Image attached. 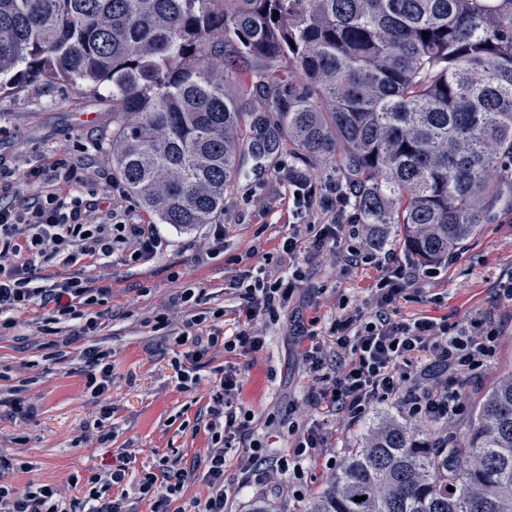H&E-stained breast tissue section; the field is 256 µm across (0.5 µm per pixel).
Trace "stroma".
Wrapping results in <instances>:
<instances>
[{"mask_svg": "<svg viewBox=\"0 0 512 512\" xmlns=\"http://www.w3.org/2000/svg\"><path fill=\"white\" fill-rule=\"evenodd\" d=\"M85 113L95 114V121L83 124ZM111 152L112 106L106 91L44 85L0 93V159L14 171L0 180L1 199L33 196L23 170H46L66 158L78 167L108 172ZM292 169L302 172L310 193L309 207L299 215L288 180ZM341 180L332 163L307 160L290 150L270 155L263 169L249 172L227 196L217 218L224 226V251L206 264H199L197 256L209 243V225L187 233L164 224L160 231L166 245L154 259L133 263L118 251L109 263L86 268L84 275L93 286L112 290L101 308L97 336L112 352V388L107 394L114 430L110 443L97 441L94 422L100 408L85 391L82 342L67 348L64 361L51 360L56 336L43 329L42 309L35 306L23 313L19 326L0 337V452L21 465L6 474V481L20 487L32 479L53 482L66 498H76L82 489L69 484V477L83 480L111 468L121 448L135 449L138 469L164 456L191 468L208 446L206 433L194 432L193 427L205 418L210 395L204 383L186 392L178 389L172 360L182 349L174 344L173 335L182 331L189 313L220 308L225 311L223 327H231V311L238 304L231 285L249 268L242 255L254 245L276 244L291 224L333 223L335 215L324 208L322 199L329 186ZM301 248L305 287L268 320L264 349L235 358L243 376L237 399L254 411L263 432L291 420L321 424L341 459L355 447L361 430L344 428L325 407L305 406L303 396L312 377L288 336L292 322L300 319L312 324L317 342L335 349L334 324L346 310L368 301V287L378 269L372 264L350 270L337 267L306 237ZM438 270L437 279L425 283L421 293L393 305L396 319L431 316L454 323L489 314L504 328L484 375L464 383L465 413L434 427L439 434L461 435L468 429V409L499 375L512 371V304L496 302L493 292L499 276L512 270V216L483 225ZM188 288L199 295L191 308L180 299ZM434 293L441 294L440 302L431 301ZM18 400L28 406V415L16 412Z\"/></svg>", "mask_w": 512, "mask_h": 512, "instance_id": "1", "label": "stroma"}]
</instances>
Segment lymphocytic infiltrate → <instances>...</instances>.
<instances>
[{
    "label": "lymphocytic infiltrate",
    "mask_w": 512,
    "mask_h": 512,
    "mask_svg": "<svg viewBox=\"0 0 512 512\" xmlns=\"http://www.w3.org/2000/svg\"><path fill=\"white\" fill-rule=\"evenodd\" d=\"M75 171V164L66 159L56 160L47 171L27 170L28 184H40L47 177L57 183V190L38 194L27 204L0 202L1 336L15 329L19 315L35 305L44 311L43 323L73 322L77 335H94L99 328L98 306L111 296V289L93 287L81 276L39 285L33 277L36 267L104 264L120 248L147 262L165 245L157 225L129 223L126 215L112 208V179L104 171L85 172L89 195L69 192ZM304 233L319 250L347 268L372 262L381 268L367 307L337 321L336 355L325 354L315 345V333L304 322L294 323L293 343L313 375L305 401L326 406L350 428L364 419L374 404L383 402L396 404L407 416L420 420L449 422L460 416L464 410L461 381L480 375L496 352L501 328L495 318L453 324L429 316L395 319L392 304L417 283L436 278V268H417L389 252L382 261H374L364 229L358 224H309ZM299 235L290 233L273 252L263 255L265 262L285 264L282 274L267 271L254 280L237 282L235 291L243 316L235 320L231 332L206 323L200 314L185 322L183 336L174 339L178 345L186 339L191 342L183 359L173 363L180 390L199 385L202 359L212 352L233 357L263 349L265 338L257 330L258 323L286 305L304 286ZM420 351L429 352L431 360L418 367L412 358ZM81 355L86 388L93 397L103 396L112 387L110 352L90 344L83 347ZM241 386L239 372L231 369L221 370L212 381V403L204 426L209 446L194 470L163 457L133 474L129 465L135 454L120 452L121 463L115 469L86 479L82 508L77 511L56 484L32 482L20 488L6 482L4 475L14 462L0 454V512H131L134 500L148 504L149 512H226L228 503L248 487H270L303 497L298 481L306 464L325 456L328 437L317 424L295 422L288 426L287 447H280L283 434L276 430L258 434L252 410L236 404ZM230 453L238 472L234 481L224 476ZM195 471L208 487L202 501L185 496V486Z\"/></svg>",
    "instance_id": "lymphocytic-infiltrate-1"
}]
</instances>
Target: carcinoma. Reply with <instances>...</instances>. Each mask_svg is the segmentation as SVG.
<instances>
[{
  "mask_svg": "<svg viewBox=\"0 0 512 512\" xmlns=\"http://www.w3.org/2000/svg\"><path fill=\"white\" fill-rule=\"evenodd\" d=\"M38 83L111 89L113 172L182 231L281 147L415 263L512 212V0H0V90ZM307 512H512V373L461 438L373 423Z\"/></svg>",
  "mask_w": 512,
  "mask_h": 512,
  "instance_id": "obj_1",
  "label": "carcinoma"
}]
</instances>
